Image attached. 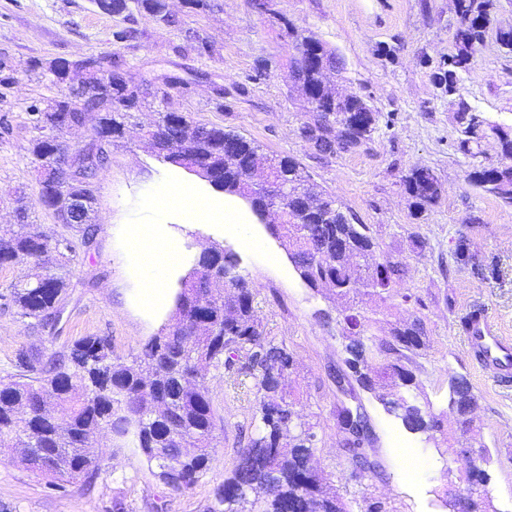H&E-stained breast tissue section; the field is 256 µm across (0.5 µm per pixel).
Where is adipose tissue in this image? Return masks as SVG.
Listing matches in <instances>:
<instances>
[{
    "label": "adipose tissue",
    "mask_w": 512,
    "mask_h": 512,
    "mask_svg": "<svg viewBox=\"0 0 512 512\" xmlns=\"http://www.w3.org/2000/svg\"><path fill=\"white\" fill-rule=\"evenodd\" d=\"M135 254L147 256L143 267L145 289L142 300L148 306H164L168 303L163 282L168 271L180 260V248L167 226L140 227L128 235Z\"/></svg>",
    "instance_id": "obj_1"
}]
</instances>
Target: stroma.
Returning a JSON list of instances; mask_svg holds the SVG:
<instances>
[{
  "instance_id": "1",
  "label": "stroma",
  "mask_w": 512,
  "mask_h": 512,
  "mask_svg": "<svg viewBox=\"0 0 512 512\" xmlns=\"http://www.w3.org/2000/svg\"><path fill=\"white\" fill-rule=\"evenodd\" d=\"M209 3L196 12L183 0H168L175 21L163 25L144 13L130 18L102 13L93 0H0V57L25 70L18 87L0 94V229L14 222V192L31 200L38 193L28 153L33 129L27 107L54 92L40 72L29 70L31 61L114 53L150 91L125 137L108 148L109 161L97 177L92 231L55 224L47 211L34 209L36 223L79 244L72 286L51 335L0 304V379L15 374L22 350L60 351L79 338L105 335L115 353L127 358L171 323L172 313L141 308L143 278L124 239L131 226L164 224L183 246L181 263L165 282L170 291H177L200 250L213 243L234 252L240 274L255 283L256 313L265 334L295 360L287 389L297 398L303 421L315 426L313 464L349 512H366L375 501L385 512H448L443 491L455 474L456 451L481 446L492 456L484 491L497 512H512V385L488 382L459 327L461 317L479 309L502 335L512 337V207L468 182L475 164L501 163L497 138L486 133L478 157L458 151L456 108L433 78L454 50L458 19L452 0H273L271 16L257 14L249 0ZM282 16L335 49L342 61L338 87L367 99L379 112L377 128L361 148L324 154L300 137L308 105L289 89L292 52L279 27ZM124 27L136 29L137 39L114 43L113 31ZM509 29L512 0H497L474 72L460 85L462 99L474 111L504 127L512 125V54L500 47L496 34ZM195 33L212 44V55L193 50ZM264 63L268 71L258 74ZM170 74L188 87L164 102L152 90ZM235 83L244 86V94L226 98L224 110H217L215 88ZM162 105L191 113L199 123L242 133L265 153L294 157L369 225L379 254L402 263L407 287L422 301L421 307L392 315L396 321L420 318L430 339L413 360L422 387L419 401L440 415L444 431L456 433L448 379L465 376L478 398L471 413L476 440L458 435L455 448H447L407 430L355 381H348L347 391L337 388V375L347 370L337 308L303 283L286 250L241 199L152 156L141 128ZM414 168L429 170L441 186L440 196L422 211L403 184ZM166 185L191 187L209 202L213 217L186 223L179 210L158 202L156 194ZM228 208L241 231L225 225ZM461 244L493 268V275L480 280L456 264L454 252ZM207 386L217 412L216 460L190 491L171 493L141 457L113 447L103 434L100 475L56 485L27 471L17 449L0 448V512H112L118 499L125 512H203L260 424L250 385L233 386L227 372L217 368L208 374ZM343 402L363 406L368 416L366 448L376 469L357 473L343 449L336 425V407Z\"/></svg>"
}]
</instances>
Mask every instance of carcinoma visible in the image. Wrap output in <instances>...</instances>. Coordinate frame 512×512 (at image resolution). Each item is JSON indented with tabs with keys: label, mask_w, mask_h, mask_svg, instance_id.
<instances>
[{
	"label": "carcinoma",
	"mask_w": 512,
	"mask_h": 512,
	"mask_svg": "<svg viewBox=\"0 0 512 512\" xmlns=\"http://www.w3.org/2000/svg\"><path fill=\"white\" fill-rule=\"evenodd\" d=\"M99 10L116 14L144 12L158 24L172 19L165 0H95ZM495 0H454L459 25L455 52L442 63L445 91L457 94L461 73H471L476 44L491 23ZM293 51L296 79L293 87L314 105L299 128L300 136L321 152L353 151L368 140L378 113L359 95H340L327 79L336 68V53L314 35L283 20ZM112 97L100 93L95 74L78 68L76 60H37L51 87L81 75V90L69 98L57 93L35 100L29 113L36 135L28 152L37 171L36 205L55 218L71 208L70 199H83L80 223L89 224L97 187L90 184L107 162L106 146L124 137L143 98L139 85L112 61ZM21 82V71L0 59V84ZM98 110L96 138L86 147L69 148L57 134L65 123L78 124L83 114ZM459 149L475 157L487 120L464 100L457 102ZM504 162L477 166L468 181L503 204L512 206V129L495 128ZM179 140L165 164L180 167L190 157L212 172L223 191L248 192L275 208V223L266 225L279 241L307 287L330 291L344 301L341 309L345 363L358 386L370 393L410 430L429 433L439 422L422 409L410 388L420 390L408 363L427 348L421 319L397 323L388 336L366 343V325L379 323L358 308L355 288L379 303L377 313L396 302L421 304L403 285L404 269L390 256L374 260L377 243L366 224L356 222L332 194L319 188L301 164L287 155L262 156L252 139L222 126H206L187 112L158 113L145 138L158 153L166 140ZM262 165L266 181L278 185L279 198L267 197L265 181L250 176L246 161ZM406 192L422 208L441 192L426 169H414L404 178ZM17 223L0 233V266L32 263L40 269L10 286L6 305L22 319L42 329H53L68 294L75 244L57 238L31 221V207L16 199ZM235 253L219 244L205 247L194 268L182 279L175 297L173 322L152 336L129 358L114 354L107 336H85L65 350L43 354L20 351L18 373L0 384V447H25L21 463L50 482L93 478L102 471L95 438L103 431L113 441L138 453L156 468V476L173 492H185L206 474L215 461L216 414L205 384L211 368L220 366L236 377L252 380L259 432L242 448L238 463L214 490L205 512H347L333 485L310 469L315 449L308 443L313 426L296 423V402L285 381L294 367L293 356L265 336L254 306L256 286L238 271ZM451 403L470 413L476 406L473 388L464 376L449 380ZM480 465L459 462L456 481L471 484L478 501L471 512H489L480 497L482 465L491 456L483 451Z\"/></svg>",
	"instance_id": "cac0c4a2"
}]
</instances>
